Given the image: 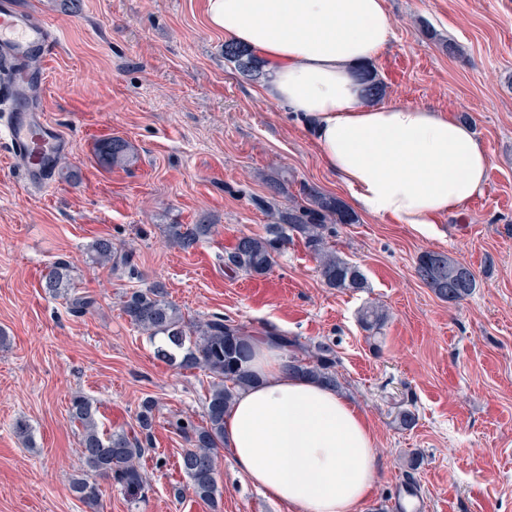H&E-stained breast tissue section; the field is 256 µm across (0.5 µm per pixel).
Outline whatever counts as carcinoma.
Masks as SVG:
<instances>
[{
	"label": "carcinoma",
	"mask_w": 512,
	"mask_h": 512,
	"mask_svg": "<svg viewBox=\"0 0 512 512\" xmlns=\"http://www.w3.org/2000/svg\"><path fill=\"white\" fill-rule=\"evenodd\" d=\"M224 58L235 64L242 74L258 77L263 64L248 48L224 43ZM361 80L367 99L374 103L386 95V85L372 66L362 68ZM98 162L104 166L121 165L133 158L131 144L120 136L103 139L94 148ZM274 195L288 196V207L269 212L272 223L262 234H244L224 256V268L235 274L263 276L293 239H300L317 260L322 283L332 289L356 292L366 287L361 268L337 252L331 241L338 224H355L358 218L340 198L302 182L297 192L288 191V176L268 179ZM213 225L175 224L170 227L172 243L184 251L195 248L208 238ZM85 262L123 273L131 267V252L109 237L92 238L83 247ZM73 266L59 260L47 267L44 288L66 300L68 310L77 316L92 312L95 297L74 292ZM415 272L420 281L441 300L461 302L477 287L474 272L449 255L427 250L417 257ZM120 311L140 332L158 341L157 357L171 366L193 372L199 370L209 378L204 398V419L198 424L189 417L170 421L186 448L181 454L180 469L194 496L212 509L222 498L218 485L220 450L224 448V412L233 404L238 391L250 386L254 376L246 369L252 356V340L238 324L222 314L199 320L185 318L178 306L166 297L160 284L135 289L123 295ZM386 314L374 304L363 307L359 321L367 331L378 332ZM280 346L288 352L290 369L302 376L339 388L336 373L339 360L327 341L303 344L295 338L277 335ZM155 401L146 398L136 415V428L107 433L100 429L97 410L90 399L75 394L70 399L69 414L78 424L81 454L89 471L125 490L136 491L146 484L140 460L152 444ZM70 491L89 509L100 512L101 491L98 483L86 475L72 479Z\"/></svg>",
	"instance_id": "cac0c4a2"
}]
</instances>
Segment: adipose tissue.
I'll return each mask as SVG.
<instances>
[{
	"mask_svg": "<svg viewBox=\"0 0 512 512\" xmlns=\"http://www.w3.org/2000/svg\"><path fill=\"white\" fill-rule=\"evenodd\" d=\"M207 21L263 60L262 94L311 131L321 159L367 213L437 224L482 193L490 159L472 127L432 108L375 105L360 68L386 50L385 0H207ZM224 416L239 473L289 512H358L378 449L353 401L297 375L273 336Z\"/></svg>",
	"mask_w": 512,
	"mask_h": 512,
	"instance_id": "adipose-tissue-1",
	"label": "adipose tissue"
}]
</instances>
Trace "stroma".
<instances>
[{
	"label": "stroma",
	"instance_id": "stroma-1",
	"mask_svg": "<svg viewBox=\"0 0 512 512\" xmlns=\"http://www.w3.org/2000/svg\"><path fill=\"white\" fill-rule=\"evenodd\" d=\"M395 35L373 66L385 103L426 106L470 124L490 158L482 194L439 224H386L359 212L333 241L367 278L361 291L325 287L317 262L293 241L259 297L249 276L224 272V250L260 234L254 201L288 204L269 178L285 174L343 202L301 122L268 102L258 81L224 58V33L206 0H20L59 27L41 105L70 141L61 163L76 179L31 195L0 144V512H86L69 490L84 472L68 408L88 396L102 429H130L145 398L157 404L147 486L126 493L100 483L102 512H211L187 490L183 440L168 426L201 419L198 377L158 360L155 345L119 309L121 297L159 281L189 317L218 312L252 336L276 331L330 342L340 391L368 420L378 476L361 512H512V0H385ZM457 53H448L447 44ZM120 136L132 160L98 164L97 138ZM207 219L213 235L182 251L173 224ZM124 243L137 277L84 264L92 237ZM442 251L476 274L458 304L438 299L415 274L418 255ZM74 266V284L96 309L72 315L41 286L46 265ZM386 310L377 336L358 320L366 303ZM415 427H399V411ZM25 420L35 445L18 440ZM221 512H285L221 452Z\"/></svg>",
	"mask_w": 512,
	"mask_h": 512
}]
</instances>
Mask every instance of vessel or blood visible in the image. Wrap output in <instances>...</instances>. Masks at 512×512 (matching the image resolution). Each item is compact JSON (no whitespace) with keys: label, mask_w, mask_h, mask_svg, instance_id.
Instances as JSON below:
<instances>
[{"label":"vessel or blood","mask_w":512,"mask_h":512,"mask_svg":"<svg viewBox=\"0 0 512 512\" xmlns=\"http://www.w3.org/2000/svg\"><path fill=\"white\" fill-rule=\"evenodd\" d=\"M56 25L25 11L18 0H0V60L13 72L0 83V102L8 107L4 124L9 162L21 172L29 188L45 189L54 182L56 162L67 149L58 125L34 103L43 87L27 63L49 58L55 49Z\"/></svg>","instance_id":"1"}]
</instances>
